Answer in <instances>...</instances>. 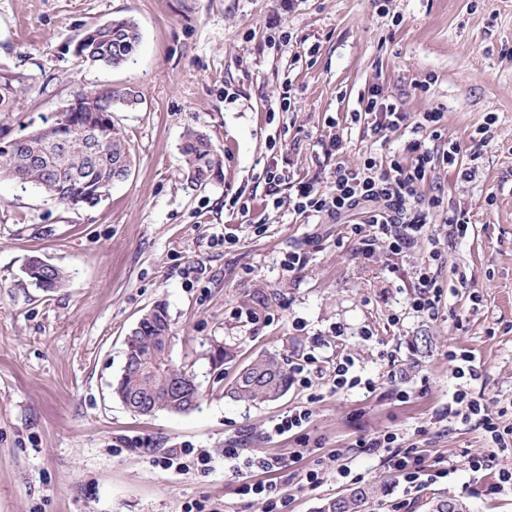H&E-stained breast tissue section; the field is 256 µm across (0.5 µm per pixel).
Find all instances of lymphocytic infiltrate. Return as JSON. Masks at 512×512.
I'll list each match as a JSON object with an SVG mask.
<instances>
[{"instance_id": "1", "label": "lymphocytic infiltrate", "mask_w": 512, "mask_h": 512, "mask_svg": "<svg viewBox=\"0 0 512 512\" xmlns=\"http://www.w3.org/2000/svg\"><path fill=\"white\" fill-rule=\"evenodd\" d=\"M443 117V112L437 109L411 117L398 103L384 99L376 90L361 97L360 109L354 114L355 120L365 121L370 138L380 143L411 122L428 129L431 135H438ZM408 150L415 155L413 163H404L395 155L383 171L378 170L376 160L371 156L361 167H338L333 186L326 193L315 188L313 183H298L293 201L295 213L337 219L360 207L364 210L363 217L355 223L353 230L363 246H373L380 238L388 240L391 250L396 253L415 246L424 236L429 211L442 207L444 200L437 196L426 198L421 193L431 169L429 151L418 141L410 143ZM409 201L416 206L410 215L403 211ZM448 411L465 422L478 420L494 447L512 446V428H501L486 413L480 401L466 390L453 391ZM397 442V434L388 432L368 440L365 448L374 454H386L403 480L415 483L426 470L425 460L418 449L397 450Z\"/></svg>"}]
</instances>
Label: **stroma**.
Returning a JSON list of instances; mask_svg holds the SVG:
<instances>
[{"instance_id": "stroma-1", "label": "stroma", "mask_w": 512, "mask_h": 512, "mask_svg": "<svg viewBox=\"0 0 512 512\" xmlns=\"http://www.w3.org/2000/svg\"><path fill=\"white\" fill-rule=\"evenodd\" d=\"M130 16L142 43L119 69L82 64L77 39L92 25ZM0 64L35 77L38 91L0 113L17 137L67 106L76 86L137 87V111L116 112L131 144L130 177L93 209H67L34 188L0 179V512H265L239 495L242 480L224 446L278 455L289 467L251 472L276 483L288 512H319L354 486L384 485L368 512H427L435 495L472 512H512L497 488L512 447L490 449L477 421L448 416L456 387L449 351L469 352L480 377L468 391L512 427V0H0ZM416 114L444 111L440 138L408 126L384 145L353 122L370 88ZM491 139L475 146L478 128ZM206 132L222 155L217 176L190 184L180 145ZM337 136L340 153L323 141ZM418 140L434 158L425 196L443 195L425 236L400 253L386 239L362 251L351 226L289 206L293 185L328 189L337 165L366 156L388 164ZM462 146L448 166L449 142ZM283 175L280 201L263 171ZM246 200L248 211L230 204ZM467 211L458 236L449 209ZM236 244L224 241L225 234ZM437 316L412 305L431 248ZM67 275L43 292L25 276L31 256ZM294 270H287V263ZM165 303L171 355L202 391L184 414L139 417L113 398L124 340L141 314ZM427 336L430 348H417ZM231 356L215 362L218 347ZM271 352L304 365L311 388L292 384L278 401L252 406L227 390L235 371ZM373 389L335 392L338 359ZM406 391L407 400L397 398ZM299 433L271 434L296 407ZM387 432L444 477L410 489L359 439ZM209 449L212 468H166L168 449ZM306 448L300 461L295 449ZM348 449L352 475L305 487L306 470ZM492 455L474 472L471 457Z\"/></svg>"}]
</instances>
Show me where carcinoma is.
Instances as JSON below:
<instances>
[{"label":"carcinoma","instance_id":"carcinoma-1","mask_svg":"<svg viewBox=\"0 0 512 512\" xmlns=\"http://www.w3.org/2000/svg\"><path fill=\"white\" fill-rule=\"evenodd\" d=\"M94 41L81 43L75 55L88 66L119 68L133 59L142 40L139 24L131 17H113L91 26ZM35 91L30 74L0 66V112L15 110L21 97ZM140 92L127 85L116 89L80 88L83 101L95 108L82 106L70 113L69 122L84 127L85 138H65L58 127L42 128L26 135V140L9 152L0 151V177H8L24 187L34 186L61 205L67 198H79L78 206L95 208L101 203L98 192L102 178L112 175V162L126 159L134 163L131 145L119 127L107 131L112 112L127 109L130 99H139ZM97 136L98 156L90 161L85 154L88 138ZM67 142H62V139ZM190 183L206 184L222 167L207 133L191 129L184 134L180 148ZM28 278L35 287L46 292L61 287L65 275L54 268L41 279L42 272L34 261L27 263ZM171 319L164 304L148 309L130 331L125 341V359L134 365L126 368L113 388L118 397L133 396L135 407L154 414L158 411L183 414L193 410L200 391L193 376L173 363ZM287 359L277 354H262L244 366L229 390L231 397L255 405L275 401L285 395L290 385ZM383 487L368 484L350 488L328 499L319 512H366L368 505L379 498ZM460 506V512H471L462 498L440 495L429 501L428 512H448V503Z\"/></svg>","mask_w":512,"mask_h":512}]
</instances>
